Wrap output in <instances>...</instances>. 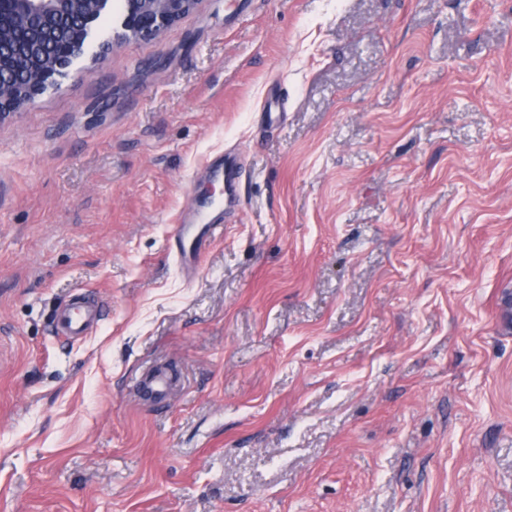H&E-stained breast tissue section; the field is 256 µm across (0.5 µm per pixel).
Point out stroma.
<instances>
[{"instance_id":"stroma-1","label":"stroma","mask_w":512,"mask_h":512,"mask_svg":"<svg viewBox=\"0 0 512 512\" xmlns=\"http://www.w3.org/2000/svg\"><path fill=\"white\" fill-rule=\"evenodd\" d=\"M0 512H512V0H199L0 123ZM188 208L194 219L191 223L178 224L174 258L182 275L193 278L200 270L206 246L224 236V226L207 221L191 204ZM102 320L103 306L95 298L83 295L59 312L56 334L66 340H77L95 331ZM136 385V396L139 400L161 403L169 396V377L165 372L153 373L145 379H138Z\"/></svg>"}]
</instances>
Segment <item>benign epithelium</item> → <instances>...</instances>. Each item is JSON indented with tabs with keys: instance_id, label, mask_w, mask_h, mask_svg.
Segmentation results:
<instances>
[{
	"instance_id": "obj_1",
	"label": "benign epithelium",
	"mask_w": 512,
	"mask_h": 512,
	"mask_svg": "<svg viewBox=\"0 0 512 512\" xmlns=\"http://www.w3.org/2000/svg\"><path fill=\"white\" fill-rule=\"evenodd\" d=\"M199 0H127L120 30L113 36L101 37L94 24L112 7V0H89V7L79 14L80 33L69 43L57 48V59L38 73L28 84L17 87L7 79L0 83V123L16 115L36 97L49 89H58L69 75V69L91 45L98 51H107L117 40H151L165 28L189 14ZM76 0H0V17L14 12L42 18L43 31L32 50H40V40L52 36L59 19L65 17Z\"/></svg>"
}]
</instances>
